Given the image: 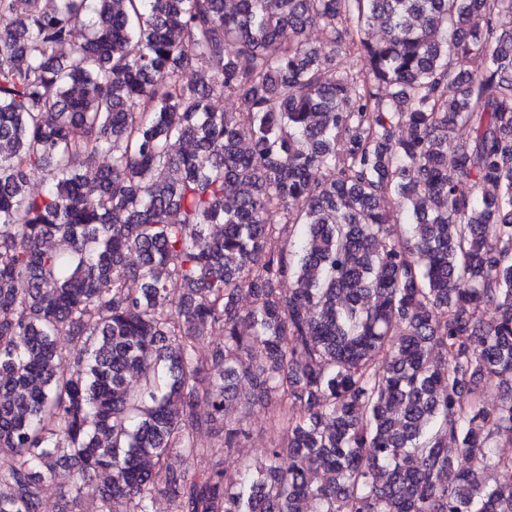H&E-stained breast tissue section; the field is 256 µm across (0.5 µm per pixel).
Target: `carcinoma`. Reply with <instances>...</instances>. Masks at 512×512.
I'll list each match as a JSON object with an SVG mask.
<instances>
[{
  "instance_id": "carcinoma-1",
  "label": "carcinoma",
  "mask_w": 512,
  "mask_h": 512,
  "mask_svg": "<svg viewBox=\"0 0 512 512\" xmlns=\"http://www.w3.org/2000/svg\"><path fill=\"white\" fill-rule=\"evenodd\" d=\"M233 402L268 465L169 462ZM501 445L512 0H0V512H512ZM271 413L262 407H255L248 415L244 424L250 431V437L244 441L241 448H238L236 457L249 459L253 462L261 461L264 458V448H266L273 439V433L270 428Z\"/></svg>"
}]
</instances>
